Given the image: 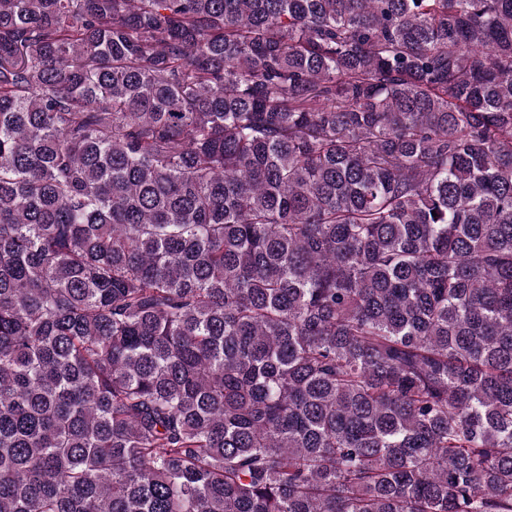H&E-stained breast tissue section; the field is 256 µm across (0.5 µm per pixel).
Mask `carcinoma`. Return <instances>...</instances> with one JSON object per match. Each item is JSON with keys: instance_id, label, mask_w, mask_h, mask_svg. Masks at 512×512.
<instances>
[{"instance_id": "1", "label": "carcinoma", "mask_w": 512, "mask_h": 512, "mask_svg": "<svg viewBox=\"0 0 512 512\" xmlns=\"http://www.w3.org/2000/svg\"><path fill=\"white\" fill-rule=\"evenodd\" d=\"M0 512H512V0H0Z\"/></svg>"}]
</instances>
